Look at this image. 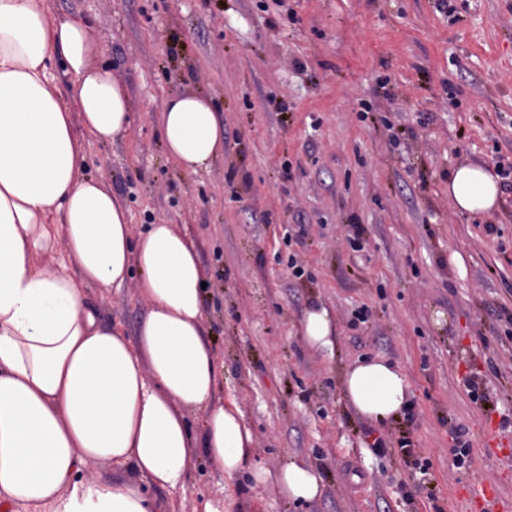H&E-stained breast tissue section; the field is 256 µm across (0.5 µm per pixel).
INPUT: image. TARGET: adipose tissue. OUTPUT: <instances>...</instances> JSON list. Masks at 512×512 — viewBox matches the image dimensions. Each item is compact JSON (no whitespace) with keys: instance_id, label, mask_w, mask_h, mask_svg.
Segmentation results:
<instances>
[{"instance_id":"ef3b65f1","label":"adipose tissue","mask_w":512,"mask_h":512,"mask_svg":"<svg viewBox=\"0 0 512 512\" xmlns=\"http://www.w3.org/2000/svg\"><path fill=\"white\" fill-rule=\"evenodd\" d=\"M99 52L84 18L58 20L44 0H0V500L17 512H174L142 486H178L203 454L227 480L247 471L255 484L273 478L289 499L313 502L323 482L312 465L292 458L274 475L245 468L252 432L236 403L215 398L218 357L203 329L194 239L164 223L133 236L125 209L83 173L86 140L105 142L131 125L127 91L97 63ZM59 66L70 77L64 93ZM160 123L184 172L223 156L224 121L210 98L173 95ZM448 197L460 212L491 213L499 177L461 165ZM59 244L63 256L46 263ZM131 278L151 304L133 338L102 327L85 297ZM302 332L313 348L334 351L327 308L308 309ZM344 395L357 416L381 425L405 414L411 391L400 369L365 358L346 371ZM190 410L203 415L201 434ZM92 461L133 478L82 479Z\"/></svg>"}]
</instances>
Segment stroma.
<instances>
[{
	"label": "stroma",
	"instance_id": "35a3bbf8",
	"mask_svg": "<svg viewBox=\"0 0 512 512\" xmlns=\"http://www.w3.org/2000/svg\"><path fill=\"white\" fill-rule=\"evenodd\" d=\"M45 4L92 22L130 99L129 130L88 141L84 172L133 233L163 222L197 241L216 397L236 401L253 433L238 480L203 460L146 496L176 512L203 497L226 512H482L471 492L494 484L512 512V456L485 446L491 417L512 440V0ZM186 91L224 115V156L195 174L168 159L158 123ZM464 163L499 174L493 212L454 209L448 177ZM86 295L131 338L150 310L131 281ZM317 301L336 320L330 355L302 335ZM376 356L412 392L384 426L343 397L344 371ZM404 436L417 456L400 451ZM291 456L319 470L321 498L254 484L251 468L276 472Z\"/></svg>",
	"mask_w": 512,
	"mask_h": 512
}]
</instances>
